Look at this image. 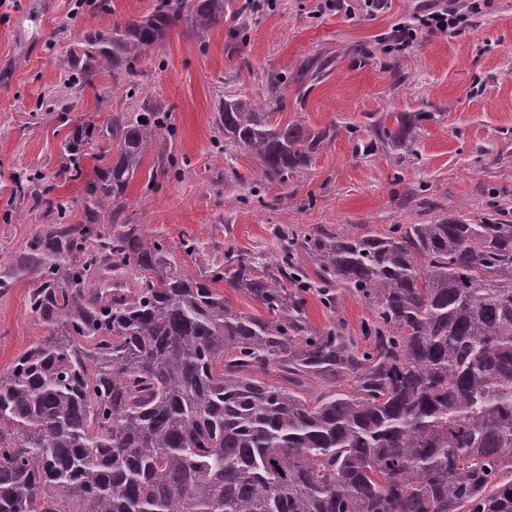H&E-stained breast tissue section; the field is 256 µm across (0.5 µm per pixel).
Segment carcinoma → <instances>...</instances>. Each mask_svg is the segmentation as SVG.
Here are the masks:
<instances>
[{
    "label": "carcinoma",
    "mask_w": 512,
    "mask_h": 512,
    "mask_svg": "<svg viewBox=\"0 0 512 512\" xmlns=\"http://www.w3.org/2000/svg\"><path fill=\"white\" fill-rule=\"evenodd\" d=\"M265 0H157L143 20L87 29L56 64L67 88L122 77L132 106L74 129L58 169L16 180L39 208L83 179L84 211L46 227L0 268V296L31 276L44 337L0 375V512H512V218L489 202L420 224L275 228L259 262L224 252V274L186 271L197 242L147 239L126 192L154 152L181 176L171 113L144 95L140 65L184 25L201 48L228 25L247 41ZM330 67L305 59L297 74ZM286 80L219 103L215 141L257 163L248 185L288 186L336 130L271 120ZM393 118V124L386 122ZM430 112L368 124L363 152L413 151ZM305 252L309 268L300 257ZM268 317L233 307L218 282ZM330 314L315 327L306 296ZM370 317L354 335L344 296Z\"/></svg>",
    "instance_id": "cac0c4a2"
}]
</instances>
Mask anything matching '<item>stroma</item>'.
Instances as JSON below:
<instances>
[{"mask_svg":"<svg viewBox=\"0 0 512 512\" xmlns=\"http://www.w3.org/2000/svg\"><path fill=\"white\" fill-rule=\"evenodd\" d=\"M154 0H109L110 13L76 9L75 0H20L0 12V205L13 178L35 167L51 173L59 149L74 127L103 122L101 107L121 108V82L102 77L83 92L58 90L55 53L70 49L86 29L144 19ZM275 10L252 26L246 43L229 53L226 28L215 29L199 51L186 28L173 32L161 60L143 63L140 80L148 95L171 109L178 136L173 150L183 159L181 178L144 199L153 166L145 157L127 190V213L146 237L176 244L190 235L199 242L190 270L212 268L219 256L213 241L256 256L271 252L276 225L414 224L431 211L405 203L407 190H424L438 208L474 217L489 196L512 209V0H480L478 16L452 36L420 34L411 45L366 61L358 46L375 45L415 14L420 0H385L369 13L360 0L349 9L314 15V0H276ZM333 58L330 70L307 93L296 84L286 92L283 120L300 119L336 136L292 175L287 188L272 187L261 201L240 203L224 177L231 169L250 176L254 160L214 141L217 108L224 98H255L269 73L295 77L299 60ZM408 75L395 85L393 66ZM384 112H431L412 153L357 152L355 130ZM29 279L0 297V373L37 340L25 299Z\"/></svg>","mask_w":512,"mask_h":512,"instance_id":"35a3bbf8","label":"stroma"}]
</instances>
